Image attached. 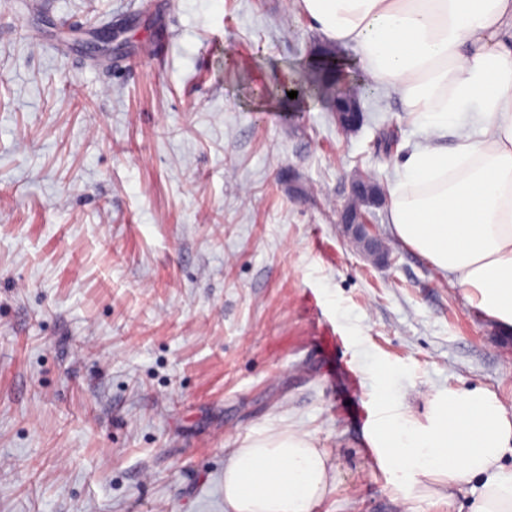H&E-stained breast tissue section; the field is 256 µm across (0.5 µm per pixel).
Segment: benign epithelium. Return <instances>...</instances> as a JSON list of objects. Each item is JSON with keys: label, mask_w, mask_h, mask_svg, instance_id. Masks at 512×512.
Listing matches in <instances>:
<instances>
[{"label": "benign epithelium", "mask_w": 512, "mask_h": 512, "mask_svg": "<svg viewBox=\"0 0 512 512\" xmlns=\"http://www.w3.org/2000/svg\"><path fill=\"white\" fill-rule=\"evenodd\" d=\"M337 126L344 132L357 129L363 122L359 100L343 70L336 69V93L328 98ZM383 203L380 187L373 180L360 176L351 182L350 194L339 212V223L352 235L362 251L376 261L387 257L380 239L371 233L372 225L366 209Z\"/></svg>", "instance_id": "obj_1"}]
</instances>
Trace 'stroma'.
<instances>
[{
	"instance_id": "obj_1",
	"label": "stroma",
	"mask_w": 512,
	"mask_h": 512,
	"mask_svg": "<svg viewBox=\"0 0 512 512\" xmlns=\"http://www.w3.org/2000/svg\"><path fill=\"white\" fill-rule=\"evenodd\" d=\"M324 44L290 0H0V512H225L270 428L332 454L316 512H464L391 496L365 427L385 382L421 421L451 388L512 411V334L386 208L387 265L344 235L422 134L361 81L356 132L290 110ZM382 203L383 194L377 183L360 176L352 180L349 197L339 212V223L345 226L362 251L376 261L384 260L387 254L380 239L371 233L366 209Z\"/></svg>"
}]
</instances>
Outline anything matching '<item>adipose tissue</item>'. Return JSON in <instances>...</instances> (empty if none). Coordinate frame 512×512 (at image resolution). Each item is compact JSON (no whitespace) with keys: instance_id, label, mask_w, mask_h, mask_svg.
<instances>
[{"instance_id":"ef3b65f1","label":"adipose tissue","mask_w":512,"mask_h":512,"mask_svg":"<svg viewBox=\"0 0 512 512\" xmlns=\"http://www.w3.org/2000/svg\"><path fill=\"white\" fill-rule=\"evenodd\" d=\"M315 28L352 51L423 134L387 189L393 236L460 288L478 314L512 329V0H297ZM389 389L366 427L391 492L410 476L472 489L469 512H512V412L495 394H437L425 421ZM336 467L310 434L249 436L224 465L230 512H313Z\"/></svg>"}]
</instances>
